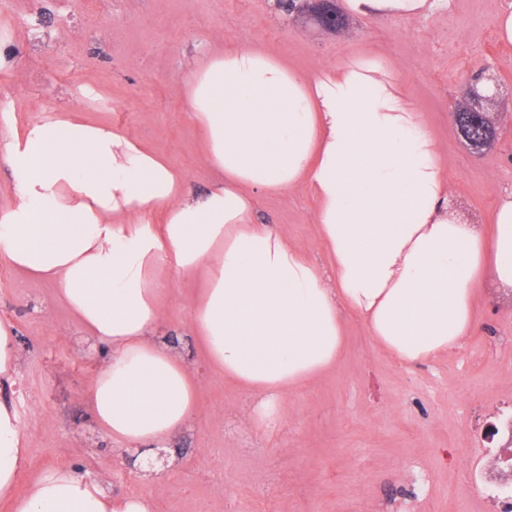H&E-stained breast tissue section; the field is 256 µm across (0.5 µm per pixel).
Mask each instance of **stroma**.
Instances as JSON below:
<instances>
[{"label": "stroma", "mask_w": 512, "mask_h": 512, "mask_svg": "<svg viewBox=\"0 0 512 512\" xmlns=\"http://www.w3.org/2000/svg\"><path fill=\"white\" fill-rule=\"evenodd\" d=\"M24 25L0 28L10 64L0 69V138L64 108L121 129L186 172L194 190L213 183L204 136L179 81L210 50L260 44L304 74L358 53L386 59L437 141L455 196L489 224L512 192V100L487 111L496 128L476 153L453 112L472 74L491 66L512 91V44L496 16L512 0H450L416 18L344 12L331 32L280 13L275 0H14ZM268 223L286 225L307 257L330 259L313 219L315 199L297 189L260 200ZM169 342L204 379L192 426L173 438L170 464L150 481L130 450L95 422L88 401L106 359L51 285L0 259V321L13 324L20 374L11 400L24 423L30 462L23 495L47 471L71 468L116 494L161 488L157 512H497L487 489L497 442L488 423L512 415V293L480 299L477 329L434 360L404 365L344 313L336 367L288 399L276 421L252 423L254 399L212 376L188 330L197 280H161Z\"/></svg>", "instance_id": "35a3bbf8"}]
</instances>
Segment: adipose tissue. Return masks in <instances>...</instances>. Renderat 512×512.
<instances>
[{"instance_id":"adipose-tissue-1","label":"adipose tissue","mask_w":512,"mask_h":512,"mask_svg":"<svg viewBox=\"0 0 512 512\" xmlns=\"http://www.w3.org/2000/svg\"><path fill=\"white\" fill-rule=\"evenodd\" d=\"M351 11L413 17L448 0H347ZM218 172L198 193L139 140L61 114L0 141L12 184L0 258L55 287L108 357L89 400L99 427L132 449L166 447L203 386L159 340V274L201 276L188 328L212 371L259 398L262 418L341 357V312L402 364L435 359L475 328L476 283L512 289V193L490 229L453 206L437 142L388 62L354 54L305 75L260 46L206 53L180 80ZM306 189L329 268L258 195ZM161 215L154 224L153 215ZM29 450L0 401V499L13 512H155L150 495L54 469L15 491Z\"/></svg>"}]
</instances>
